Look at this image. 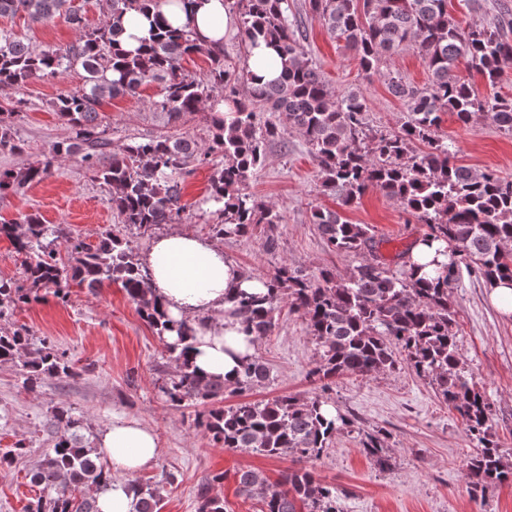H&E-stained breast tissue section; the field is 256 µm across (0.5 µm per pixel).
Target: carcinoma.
<instances>
[{
    "mask_svg": "<svg viewBox=\"0 0 512 512\" xmlns=\"http://www.w3.org/2000/svg\"><path fill=\"white\" fill-rule=\"evenodd\" d=\"M160 0H98L102 22L89 27L74 0H0V18L19 12L33 23L64 18L76 32L63 49H38L28 39L0 29V87L20 90L54 78L64 70L82 72L81 84L49 101L67 126V137L52 145L50 157L17 170L0 171V195L39 183L55 172L59 159H76L111 190L118 224L100 233L94 244L72 236L62 224H45L36 212L13 224H0V237L25 255L26 284L0 279V365L21 364L26 388L34 392L48 377L70 378V360L45 339L11 322L21 304L41 292L64 300L72 284L93 292L118 283L141 318L164 341L177 371L161 386L175 410L203 407L194 426L227 450H251L270 458L288 456L301 464L270 481L261 472H235L238 491L258 496L260 512H342L341 492L306 467L321 458L336 434L357 432L361 452L380 470L392 465V449L380 430H354V421L330 411L322 394H282L256 401L254 388L270 381V368L259 353L240 361L235 382L205 380L187 358L192 327L161 310L146 288L148 269L127 238L126 230H147L183 219L185 177L198 166L212 165L208 195L198 210L214 208L221 222L212 225L220 238L248 237L262 230L265 246H277L275 231L284 216L274 205L247 192L246 183L266 160L267 144L285 132L260 113L282 115L309 146L324 190L340 194L351 208L370 189L397 201L415 223L425 226L421 239L445 244L448 262L428 277L415 276L410 251L397 255L392 268L380 253L373 228L354 224L337 211L315 208L316 224L326 246L360 261L344 275L329 268L308 271L282 264L263 274L264 295L240 293L229 299L245 330L261 340L278 323L282 304L298 314L316 346L312 374L323 381L341 375L368 376L405 365L433 387L436 396L460 417L475 451L466 467L473 498L512 479V454L495 438L492 406L477 388L458 349L454 288L465 270L490 287L512 282V181L493 171L477 172L455 160L451 141L438 135L441 114L469 126L478 115L512 132V98L478 94L455 74L466 57L489 84H496L512 63L508 24L460 28L448 0H305L308 12L345 47L366 71L378 70L382 58L406 47L426 64L431 81L417 86L399 76L389 90L401 100L406 117L394 134H370L365 95L338 96L308 57L306 36L295 23L289 0H231L239 17L238 58L224 49L198 42L190 25L171 27L159 12ZM155 10L150 43L134 52L121 48L123 17ZM274 47L280 78L265 85L252 82L250 49ZM204 53L210 63L205 77L183 71L185 57ZM161 84L152 102L168 124L202 115L208 139L200 145L189 136L130 138L112 151L109 126L99 107L103 100L135 96L147 84ZM235 104L230 125L215 116L219 100ZM27 110L18 97L0 105V153H18L21 144L14 120ZM65 244L66 258L58 246ZM176 334L173 343L165 337ZM241 397L225 406L224 393ZM89 426L66 405L51 410L54 444L28 472L39 487L26 512H101L98 496L112 487V471L81 431ZM224 482L215 474L198 489L196 512H227L214 492ZM136 512H160L157 487L134 481Z\"/></svg>",
    "mask_w": 512,
    "mask_h": 512,
    "instance_id": "obj_1",
    "label": "carcinoma"
}]
</instances>
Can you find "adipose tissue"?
<instances>
[{
    "instance_id": "ef3b65f1",
    "label": "adipose tissue",
    "mask_w": 512,
    "mask_h": 512,
    "mask_svg": "<svg viewBox=\"0 0 512 512\" xmlns=\"http://www.w3.org/2000/svg\"><path fill=\"white\" fill-rule=\"evenodd\" d=\"M161 12L172 26L191 24L201 43L209 47L223 43L237 25L227 0H194L188 13L165 5ZM146 264L147 286L162 309L193 327L189 357L198 372L209 379L234 382L240 359L253 354L257 342L230 315L227 298L240 291L265 293L263 283L229 260L218 241L189 232L155 238ZM96 451L112 469V488L98 499L101 512H136L126 476L155 460L159 451L155 434L137 421L117 418L101 430Z\"/></svg>"
}]
</instances>
